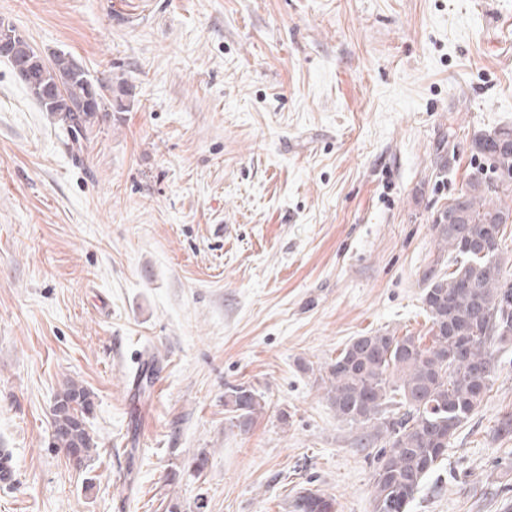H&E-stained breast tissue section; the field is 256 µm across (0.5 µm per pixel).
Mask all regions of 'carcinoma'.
<instances>
[{"label": "carcinoma", "mask_w": 512, "mask_h": 512, "mask_svg": "<svg viewBox=\"0 0 512 512\" xmlns=\"http://www.w3.org/2000/svg\"><path fill=\"white\" fill-rule=\"evenodd\" d=\"M16 66L30 71L44 87L63 81L65 97L37 101L42 111L63 124L69 104L86 97L89 75L75 71L69 54L55 55L48 69L26 57L18 58ZM505 140L512 142V128L473 139V155L487 162L488 172L473 174L448 203L451 210L463 200L467 236L491 239L493 250L481 255L466 249L455 235L437 234L438 248L448 252L452 270L442 273L433 266L423 276L424 304L432 322L429 342L421 336L380 332L356 336L327 365V397L336 415L385 440L372 476L373 512H407L451 444L444 431L450 426L458 430L479 408L495 374L497 353L512 348V312H504L512 275L501 260L512 209L493 201L499 188L512 185V145L501 148ZM459 336L468 337L465 359L456 355ZM477 367L487 369L479 386L472 375ZM224 396L235 427L248 426L264 409L262 396L244 386H232ZM90 405V394L73 383L54 408V446L67 456L76 452L77 465L95 449L83 417ZM290 508L336 512V501L304 488Z\"/></svg>", "instance_id": "carcinoma-1"}]
</instances>
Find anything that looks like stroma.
<instances>
[{"label":"stroma","instance_id":"1","mask_svg":"<svg viewBox=\"0 0 512 512\" xmlns=\"http://www.w3.org/2000/svg\"><path fill=\"white\" fill-rule=\"evenodd\" d=\"M122 85L82 149L0 59V512H373L325 366L428 336L436 213L512 128V0H0ZM408 512H512V349ZM151 376L132 391L136 368ZM97 443L52 446L68 381ZM261 394L233 428L227 387ZM292 512H336V501L317 490L304 488L292 499Z\"/></svg>","mask_w":512,"mask_h":512}]
</instances>
